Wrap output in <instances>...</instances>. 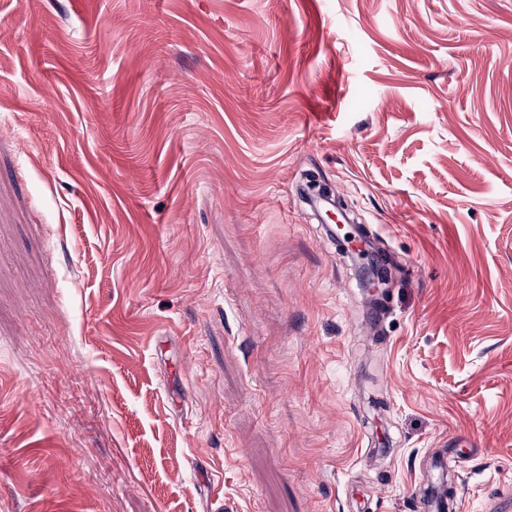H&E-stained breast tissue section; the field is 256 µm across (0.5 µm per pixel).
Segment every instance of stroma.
<instances>
[{
  "mask_svg": "<svg viewBox=\"0 0 512 512\" xmlns=\"http://www.w3.org/2000/svg\"><path fill=\"white\" fill-rule=\"evenodd\" d=\"M453 437L512 512V0H0V512H415ZM370 242L365 241L358 252H352L351 258L355 267L362 273L377 295L384 296L391 287L392 277L388 269V262L369 252ZM360 259H367L370 264L360 263Z\"/></svg>",
  "mask_w": 512,
  "mask_h": 512,
  "instance_id": "35a3bbf8",
  "label": "stroma"
}]
</instances>
